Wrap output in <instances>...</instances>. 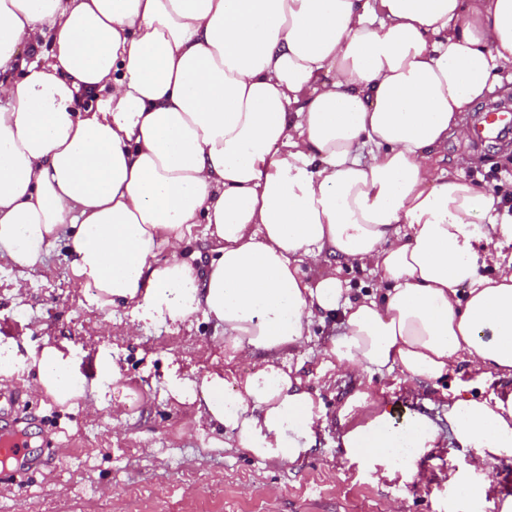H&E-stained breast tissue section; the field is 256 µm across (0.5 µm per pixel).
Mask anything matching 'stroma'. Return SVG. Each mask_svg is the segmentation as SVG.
<instances>
[{"instance_id":"1","label":"stroma","mask_w":512,"mask_h":512,"mask_svg":"<svg viewBox=\"0 0 512 512\" xmlns=\"http://www.w3.org/2000/svg\"><path fill=\"white\" fill-rule=\"evenodd\" d=\"M440 154L439 167L452 173L457 156H469L474 167L466 175L479 189L512 190L511 143L452 141ZM17 277L0 262V338L14 339L24 357L47 343L68 344L85 367L109 355L141 401L124 416L108 409L65 412L28 382L8 381L18 403L0 415V436L31 437L33 470L0 481V512H386L393 499L400 512H439L449 479L470 461V451L445 435L420 461L419 481L376 483L345 458L332 422L319 430L310 454L289 468L260 461L229 438L223 447H210L213 433L197 424L196 408L176 403L166 390L176 372L248 371L247 363L225 357L212 324L198 320L176 333L147 325L136 339L127 338L128 309L91 306L59 245L42 266L27 271L25 290H16ZM331 334L330 325H315L293 362L304 382L320 391L332 419L355 383L322 369ZM372 383L397 415L424 409L447 427L449 382L430 390L427 406L395 375L374 376Z\"/></svg>"}]
</instances>
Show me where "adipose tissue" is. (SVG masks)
I'll use <instances>...</instances> for the list:
<instances>
[{
	"mask_svg": "<svg viewBox=\"0 0 512 512\" xmlns=\"http://www.w3.org/2000/svg\"><path fill=\"white\" fill-rule=\"evenodd\" d=\"M507 81L512 0H0V260L30 269L60 241L99 309L221 328L250 372L176 374L167 392L282 465L326 412L289 360L342 314L323 365L359 381L336 412L345 455L413 482L439 428L397 421L363 377L418 389L463 363L512 381V260L485 264L512 212L434 159ZM24 371L68 410L139 400L109 357L87 373L57 346L23 360L0 341V376ZM448 428L474 458L444 510L476 512L490 467L512 464V388L453 390Z\"/></svg>",
	"mask_w": 512,
	"mask_h": 512,
	"instance_id": "obj_1",
	"label": "adipose tissue"
}]
</instances>
